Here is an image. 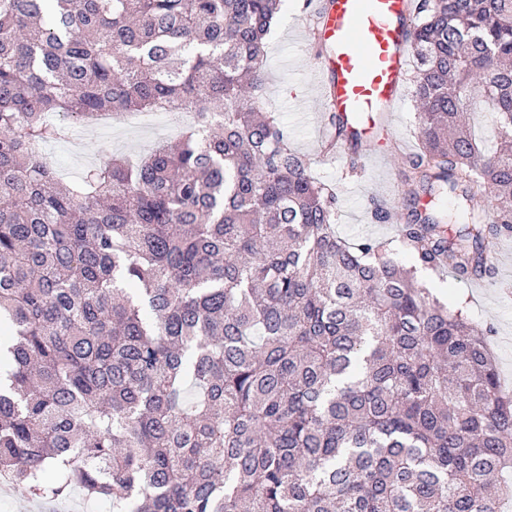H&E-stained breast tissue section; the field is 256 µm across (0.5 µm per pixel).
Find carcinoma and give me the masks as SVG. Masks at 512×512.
Instances as JSON below:
<instances>
[{
    "label": "carcinoma",
    "instance_id": "cac0c4a2",
    "mask_svg": "<svg viewBox=\"0 0 512 512\" xmlns=\"http://www.w3.org/2000/svg\"><path fill=\"white\" fill-rule=\"evenodd\" d=\"M282 2L0 0V473L112 512H497L492 327L416 272L489 274L512 234V0L417 3L412 208L372 209L401 214L409 268L336 234V191L262 106ZM161 104L196 124L134 165L109 154L67 187L34 157L68 137L56 115ZM470 124L481 135L489 147L496 146L493 132L492 112L486 104L478 101L470 112ZM75 506L72 511H57V512H111V505L106 500H89L86 498L84 492L80 489H74L70 496L64 499H59ZM86 510V511H84Z\"/></svg>",
    "mask_w": 512,
    "mask_h": 512
}]
</instances>
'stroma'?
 Here are the masks:
<instances>
[{
  "label": "stroma",
  "instance_id": "1",
  "mask_svg": "<svg viewBox=\"0 0 512 512\" xmlns=\"http://www.w3.org/2000/svg\"><path fill=\"white\" fill-rule=\"evenodd\" d=\"M309 12L307 0H284L267 41L263 103L267 111L279 114L295 149L309 157L312 175L335 188L337 234L350 240L395 239V224L372 220L370 204L389 202L397 196L402 178L400 155L417 144L416 102L413 97H406L401 111L394 116L392 136L400 144L399 151L358 162L348 154L333 160L324 158L320 150L325 131L323 104L311 81L314 59L302 39ZM169 121L166 112L151 113L140 123L120 116L114 120L113 131L47 144L46 157L59 178L73 184L80 181L86 168L107 154L139 156L158 144L175 140V133L167 129ZM499 246L501 256L494 264L496 276L483 285L460 283L451 276L436 277L427 272L418 273L417 278L451 310L462 311L472 324L493 326L500 382L512 392V235L502 238Z\"/></svg>",
  "mask_w": 512,
  "mask_h": 512
}]
</instances>
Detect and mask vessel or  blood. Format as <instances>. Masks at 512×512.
<instances>
[{"label": "vessel or blood", "mask_w": 512, "mask_h": 512, "mask_svg": "<svg viewBox=\"0 0 512 512\" xmlns=\"http://www.w3.org/2000/svg\"><path fill=\"white\" fill-rule=\"evenodd\" d=\"M308 29L326 111L351 118L359 150L378 149L403 104L414 0H315Z\"/></svg>", "instance_id": "vessel-or-blood-1"}]
</instances>
